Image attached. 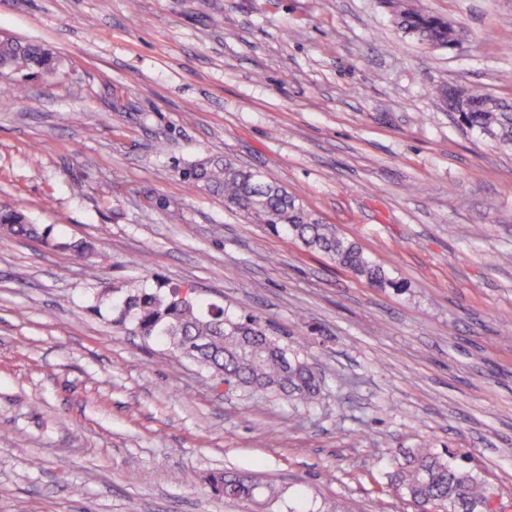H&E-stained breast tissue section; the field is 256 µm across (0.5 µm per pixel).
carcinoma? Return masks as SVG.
<instances>
[{"mask_svg": "<svg viewBox=\"0 0 512 512\" xmlns=\"http://www.w3.org/2000/svg\"><path fill=\"white\" fill-rule=\"evenodd\" d=\"M403 33L432 46L457 42V31L444 19L410 11L402 5L393 10ZM51 53L40 45L1 39L0 67L52 70ZM437 96L466 127L477 130L506 150H512V101L465 86H439ZM191 184H203L224 198V205L243 212L254 224L274 231L284 230L306 247L320 251L336 264L374 286L394 285L382 266L361 247L324 223L275 181L237 165L229 158L196 164L181 172ZM10 235L38 239L43 230L28 222L18 204L0 206V227ZM117 326L143 339L161 338L170 351L208 368L218 382L243 389L261 387L291 403H311L321 391V380L307 362L287 357L280 344L267 333L261 320L247 315L235 320L224 308L182 298L179 292L131 288L127 292ZM246 340H241V335ZM397 485L422 508L464 512L492 494L491 488L471 471L428 448H419L399 464ZM214 489L226 499L253 495L255 486L240 478L213 479Z\"/></svg>", "mask_w": 512, "mask_h": 512, "instance_id": "cac0c4a2", "label": "carcinoma"}]
</instances>
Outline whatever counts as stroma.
<instances>
[{
	"label": "stroma",
	"mask_w": 512,
	"mask_h": 512,
	"mask_svg": "<svg viewBox=\"0 0 512 512\" xmlns=\"http://www.w3.org/2000/svg\"><path fill=\"white\" fill-rule=\"evenodd\" d=\"M411 2L458 44L405 36L388 0H0V39L56 58L0 72V203L46 234L0 231V512H419L393 480L422 447L512 512V151L434 94L512 100V0ZM225 157L403 290L181 176ZM160 283L259 317L317 400L217 391L120 332L117 293ZM213 487L219 493H224L225 499H242L253 495L255 485H249L240 478L221 476L213 479Z\"/></svg>",
	"instance_id": "obj_1"
}]
</instances>
